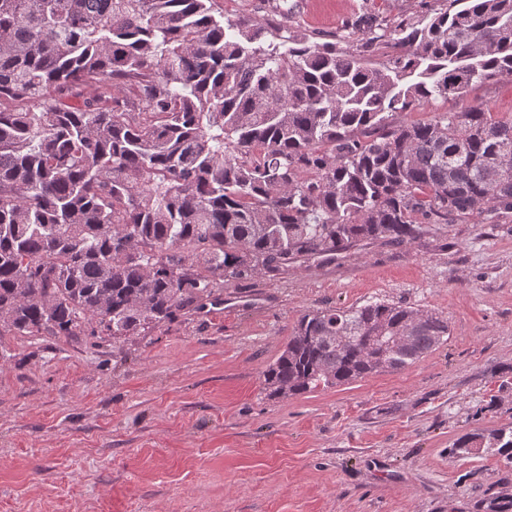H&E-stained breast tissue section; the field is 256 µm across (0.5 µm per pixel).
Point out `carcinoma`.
<instances>
[{"label": "carcinoma", "instance_id": "1", "mask_svg": "<svg viewBox=\"0 0 512 512\" xmlns=\"http://www.w3.org/2000/svg\"><path fill=\"white\" fill-rule=\"evenodd\" d=\"M214 0H0V333L135 336L377 241L512 212V119L386 114L512 77V0L364 18L360 49ZM382 61H373L374 57ZM413 328L411 346L381 345ZM448 321L383 300L306 313L271 398L414 364ZM512 464V426L448 449Z\"/></svg>", "mask_w": 512, "mask_h": 512}]
</instances>
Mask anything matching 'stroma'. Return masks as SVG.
I'll list each match as a JSON object with an SVG mask.
<instances>
[{"mask_svg": "<svg viewBox=\"0 0 512 512\" xmlns=\"http://www.w3.org/2000/svg\"><path fill=\"white\" fill-rule=\"evenodd\" d=\"M295 2L285 19L276 0L216 9L355 50L357 18L424 8ZM473 106L512 118V79L389 121ZM216 295L125 340L0 337V512H485L512 498L502 458L448 454L464 433L512 423V213L221 282ZM377 299L442 316L447 341L400 371L268 397L263 373L300 316Z\"/></svg>", "mask_w": 512, "mask_h": 512, "instance_id": "35a3bbf8", "label": "stroma"}]
</instances>
